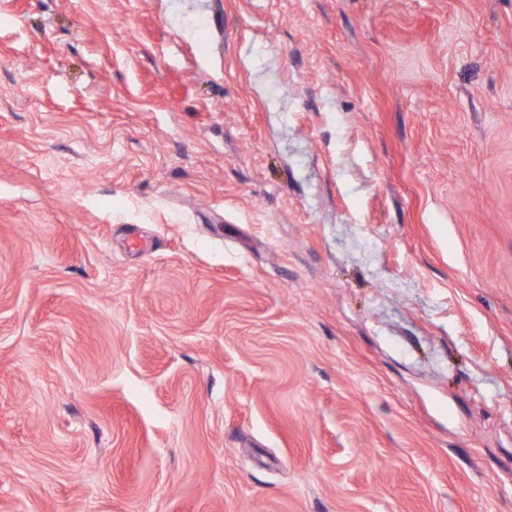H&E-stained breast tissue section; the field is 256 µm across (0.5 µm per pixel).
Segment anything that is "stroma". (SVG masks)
Returning a JSON list of instances; mask_svg holds the SVG:
<instances>
[{"label": "stroma", "mask_w": 512, "mask_h": 512, "mask_svg": "<svg viewBox=\"0 0 512 512\" xmlns=\"http://www.w3.org/2000/svg\"><path fill=\"white\" fill-rule=\"evenodd\" d=\"M0 512H512V0H0Z\"/></svg>", "instance_id": "1"}]
</instances>
